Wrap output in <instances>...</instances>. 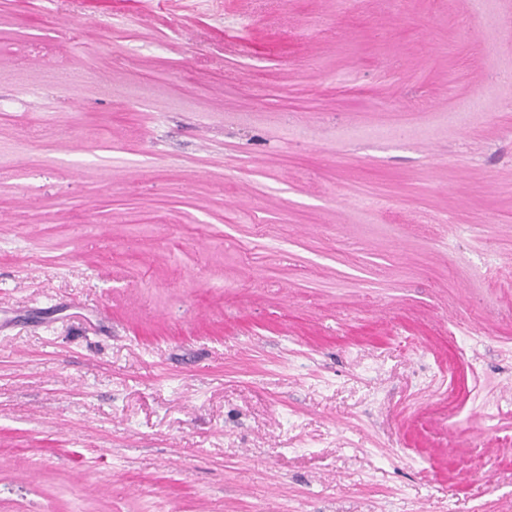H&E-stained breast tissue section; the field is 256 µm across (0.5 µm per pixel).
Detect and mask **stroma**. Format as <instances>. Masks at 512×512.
<instances>
[{
    "instance_id": "obj_1",
    "label": "stroma",
    "mask_w": 512,
    "mask_h": 512,
    "mask_svg": "<svg viewBox=\"0 0 512 512\" xmlns=\"http://www.w3.org/2000/svg\"><path fill=\"white\" fill-rule=\"evenodd\" d=\"M472 9L0 0V512H512V19Z\"/></svg>"
}]
</instances>
